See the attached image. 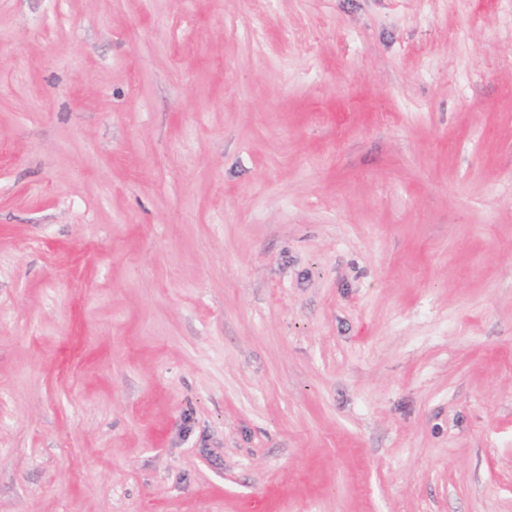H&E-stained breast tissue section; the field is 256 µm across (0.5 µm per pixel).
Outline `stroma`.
Here are the masks:
<instances>
[{"label": "stroma", "instance_id": "obj_1", "mask_svg": "<svg viewBox=\"0 0 512 512\" xmlns=\"http://www.w3.org/2000/svg\"><path fill=\"white\" fill-rule=\"evenodd\" d=\"M0 512H512V0H0Z\"/></svg>", "mask_w": 512, "mask_h": 512}]
</instances>
